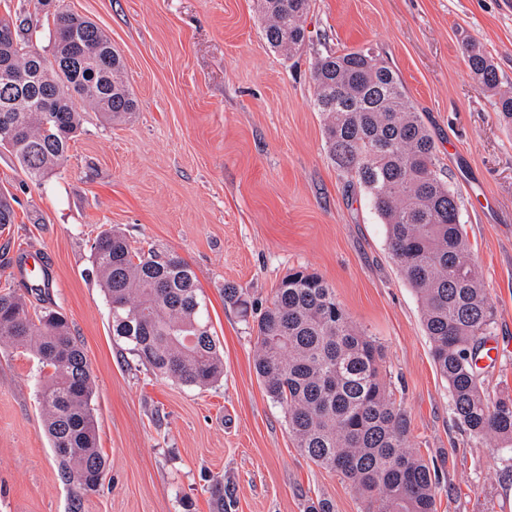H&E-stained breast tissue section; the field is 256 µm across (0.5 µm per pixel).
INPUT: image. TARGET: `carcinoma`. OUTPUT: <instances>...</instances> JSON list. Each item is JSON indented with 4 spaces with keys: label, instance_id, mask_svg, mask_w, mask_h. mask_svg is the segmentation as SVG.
Wrapping results in <instances>:
<instances>
[{
    "label": "carcinoma",
    "instance_id": "1",
    "mask_svg": "<svg viewBox=\"0 0 512 512\" xmlns=\"http://www.w3.org/2000/svg\"><path fill=\"white\" fill-rule=\"evenodd\" d=\"M311 0H260L263 36L292 55L306 44ZM47 57L24 21L0 19V43L13 48L14 75L0 78V146L30 176L64 167L89 107L128 121L135 97L124 62L89 19L61 5ZM477 86L492 94L497 70L474 42L465 46ZM311 79L324 116L330 158L363 187L388 226L391 255L422 309L433 363L448 383L457 422L474 437L512 450V399L489 391L479 358L494 335L487 296L461 222L458 194L439 174L436 146L398 75L373 48L316 58ZM92 269L110 304L112 336L156 376L207 387L224 373L219 346L192 267L174 253L132 247L111 226L97 237ZM224 301L247 316L233 285ZM30 350L47 369L40 404L66 482L85 493L103 483L94 385L68 319L0 293V344ZM381 346L356 326L317 274L295 271L275 288L257 321L254 368L267 395L285 409L295 447L341 475L368 499L367 512H436L438 479L408 447L410 422L383 379Z\"/></svg>",
    "mask_w": 512,
    "mask_h": 512
}]
</instances>
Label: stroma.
<instances>
[{
    "instance_id": "35a3bbf8",
    "label": "stroma",
    "mask_w": 512,
    "mask_h": 512,
    "mask_svg": "<svg viewBox=\"0 0 512 512\" xmlns=\"http://www.w3.org/2000/svg\"><path fill=\"white\" fill-rule=\"evenodd\" d=\"M100 27L125 64L137 101L130 121L85 110L63 168L35 181L0 148V189L14 224L0 229V290L63 312L95 381L93 405L107 478L84 494L62 478L43 428L40 364L0 346V512H335L367 501L340 475L301 455L283 408L254 370L252 321L224 301L242 290L253 314L295 270L318 273L384 351V380L411 424L410 446L435 466L438 512H512V465L454 420L418 298L387 246L367 192L329 158L311 69L328 51L378 50L431 133L462 201V222L497 311L484 368L512 397V127L472 78L463 49L479 44L512 94V0H311L303 50L262 36L259 0H66ZM28 19L50 54L51 11L0 0ZM489 195L492 209L477 197ZM132 246L178 254L193 268L224 364L206 388L156 377L113 338L108 299L91 266L102 228ZM39 257L48 281L28 275Z\"/></svg>"
}]
</instances>
